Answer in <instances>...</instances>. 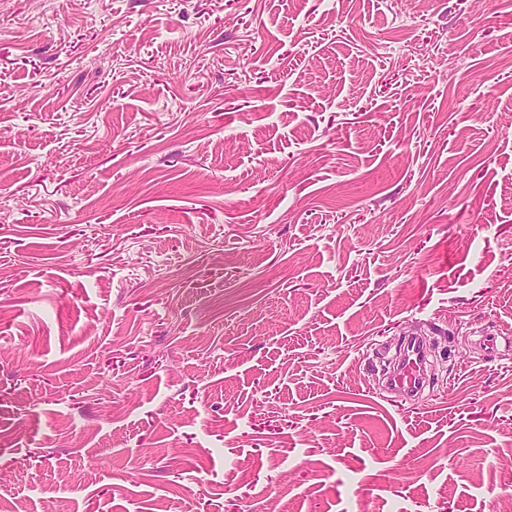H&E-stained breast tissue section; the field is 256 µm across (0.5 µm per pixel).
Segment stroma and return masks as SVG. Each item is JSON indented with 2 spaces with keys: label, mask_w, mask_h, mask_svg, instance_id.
I'll list each match as a JSON object with an SVG mask.
<instances>
[{
  "label": "stroma",
  "mask_w": 512,
  "mask_h": 512,
  "mask_svg": "<svg viewBox=\"0 0 512 512\" xmlns=\"http://www.w3.org/2000/svg\"><path fill=\"white\" fill-rule=\"evenodd\" d=\"M54 500L512 512V0H0V512ZM423 361L424 357L420 348L412 342L401 360L388 374V388L394 392L407 395L421 391L425 385Z\"/></svg>",
  "instance_id": "35a3bbf8"
}]
</instances>
